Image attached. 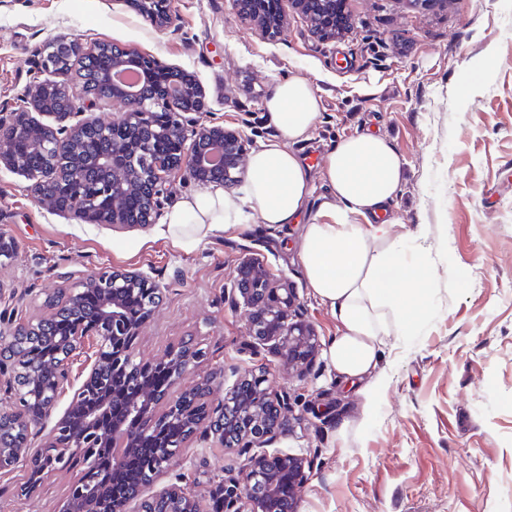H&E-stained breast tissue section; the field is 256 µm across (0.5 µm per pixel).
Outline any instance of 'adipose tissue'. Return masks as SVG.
Here are the masks:
<instances>
[{
    "label": "adipose tissue",
    "mask_w": 512,
    "mask_h": 512,
    "mask_svg": "<svg viewBox=\"0 0 512 512\" xmlns=\"http://www.w3.org/2000/svg\"><path fill=\"white\" fill-rule=\"evenodd\" d=\"M320 108L307 78L277 82L265 102L276 136L251 152L237 194L217 188L186 195L168 209L160 232L192 250L249 218L279 226L302 223L307 284L338 321L327 358L352 381L378 364L386 308L417 294L419 285L412 269L394 259L382 221L405 176L402 158L385 137L359 134L329 151L322 171L329 198L321 216L305 218L311 173L288 145L308 137Z\"/></svg>",
    "instance_id": "1"
}]
</instances>
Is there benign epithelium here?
<instances>
[{
    "mask_svg": "<svg viewBox=\"0 0 512 512\" xmlns=\"http://www.w3.org/2000/svg\"><path fill=\"white\" fill-rule=\"evenodd\" d=\"M126 2L159 29L173 21V0ZM258 2L231 0L234 18L259 27L271 38L279 37L285 13L269 20L257 11ZM289 3L301 11L319 39L336 37V31L322 22L335 0ZM61 44L87 60L107 47L105 43L83 44L65 37L49 42L34 61L35 76L26 91L27 103L34 111L53 115L60 121L75 113L86 112L88 116L61 127L34 123L26 112L0 119V168L33 180L37 199L49 201L54 208L68 211L85 224L146 228L161 216L166 185L176 173L202 183L220 181L226 189L241 182L250 138L240 130L200 119L204 90L193 73L171 67L155 57L114 48L112 70L106 75L111 87L109 98L131 101L136 108L102 118L95 115L102 95L67 87L66 71L61 68L64 56L57 50ZM158 69L173 73L175 79L162 97L151 94L153 72ZM129 70L140 75V83L134 87L115 80L118 74ZM157 112L167 113V124L161 129L153 122ZM18 140L27 142L35 154L44 157L67 148L89 158L91 146H96L98 156L94 161L98 175L92 176L76 165L72 179L89 185L92 197H110V205L96 209L91 206V197L80 194L61 204L58 195L47 190L53 167L35 168L24 162L13 149ZM130 196L140 201L133 220L126 208ZM237 278L252 336L263 345L273 343L290 370L311 364L321 344L312 326L294 320V289L273 277L258 259L240 264ZM136 289L145 291L148 301L139 313L132 315L127 310L126 294ZM87 291L100 295V306L95 311L99 324L96 329L83 328V320L79 319L67 336L56 339L49 331V317L43 316L16 326L9 333L0 332V351L5 349L10 354V359L0 360V374L7 377L5 396L0 398V473L18 467L32 469L38 459L42 463L39 475L43 476L74 462H85L97 448H118L122 454L131 452L144 435L179 413L185 400L203 389L196 385L175 398L169 397L167 390L145 395L135 389L105 393L104 377L111 368L128 367L135 340L156 313L163 287L141 272L90 273L80 280L77 289L58 291L52 296V314L77 315L82 309L81 297ZM91 338L98 350L93 363L76 383L71 377L72 365ZM107 346L112 348L110 362L103 356ZM198 358V353L182 348L168 352L153 364L168 367L172 388ZM29 383L39 389L41 410L36 416L28 411L27 395L23 392ZM245 386L249 388V402H241L237 397ZM67 391L68 404L60 411V398ZM90 401L93 405L79 428L73 417ZM163 403L166 410L158 416L156 408ZM287 403L288 394L273 389L265 375L244 376L224 392L211 412L199 418L189 416L187 437H212L222 447L237 451L243 495L224 488V512H241L243 498L250 501L251 512H298L297 492L306 479V461L301 456L269 450L283 430L281 414ZM47 425L50 432L46 446L40 450L32 448V431ZM105 497L103 491L77 480L70 486L61 512H98L97 502ZM157 498L166 502V512H199L195 496L177 483L163 488Z\"/></svg>",
    "mask_w": 512,
    "mask_h": 512,
    "instance_id": "7a95c632",
    "label": "benign epithelium"
}]
</instances>
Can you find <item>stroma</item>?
<instances>
[{"label":"stroma","mask_w":512,"mask_h":512,"mask_svg":"<svg viewBox=\"0 0 512 512\" xmlns=\"http://www.w3.org/2000/svg\"><path fill=\"white\" fill-rule=\"evenodd\" d=\"M158 31L125 0H0V111L29 110L32 60L58 36L102 41L193 73L204 119L253 145L276 129L264 104L277 81L310 79L322 109L291 149L309 166L315 215L336 142L389 139L405 181L387 214L397 258L427 279L400 326L384 336L375 372L352 385L326 355L304 377L256 345L235 304L238 266L259 259L295 288L322 346L337 320L308 287L302 227L247 224L192 250L146 229L81 224L36 204L30 180L0 169V229L15 241L0 261V308L16 322L44 316L45 299L104 270L143 272L164 287L136 340L148 362L181 347L203 357L180 383L264 374L289 407L278 450L307 457L299 512H512V0H347L353 25L333 41L286 11L281 38L234 20L229 0H174ZM234 458L194 438L154 480L182 483L218 512ZM82 465L55 471L22 496L25 469L0 473V512H59Z\"/></svg>","instance_id":"obj_1"}]
</instances>
